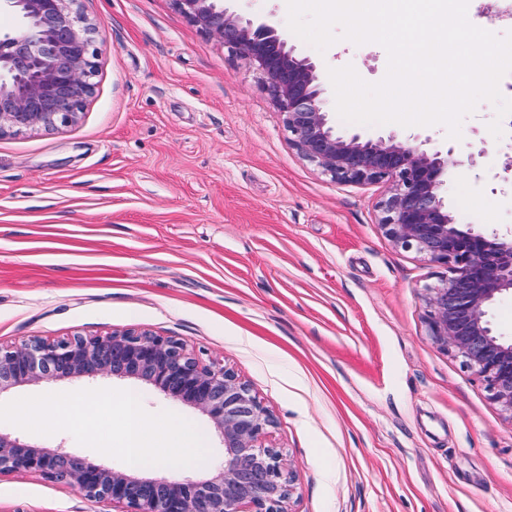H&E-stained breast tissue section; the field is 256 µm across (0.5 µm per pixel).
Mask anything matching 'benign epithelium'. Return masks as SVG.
Wrapping results in <instances>:
<instances>
[{"label":"benign epithelium","instance_id":"obj_1","mask_svg":"<svg viewBox=\"0 0 512 512\" xmlns=\"http://www.w3.org/2000/svg\"><path fill=\"white\" fill-rule=\"evenodd\" d=\"M4 2L23 30L0 43V136L76 123L97 73L90 25L72 9L76 0ZM174 2L202 33L249 62L305 159L339 184L385 187L386 235L446 268L426 287L429 335L462 357L489 398L512 414V341L495 334L489 319L494 301L512 293V231L457 222L448 203V172L461 165L455 149H428L396 133L336 132L316 64L276 26L234 14L224 0ZM95 376L138 378L201 409L222 435L224 466L206 480L142 477L0 433V476L37 473L114 512H288L295 474L282 451L266 444L274 418L234 370L206 365L180 340L149 331L0 345V394Z\"/></svg>","mask_w":512,"mask_h":512}]
</instances>
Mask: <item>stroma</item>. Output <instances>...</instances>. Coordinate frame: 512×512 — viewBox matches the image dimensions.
Returning <instances> with one entry per match:
<instances>
[{"label": "stroma", "instance_id": "obj_1", "mask_svg": "<svg viewBox=\"0 0 512 512\" xmlns=\"http://www.w3.org/2000/svg\"><path fill=\"white\" fill-rule=\"evenodd\" d=\"M98 50L80 120L0 136V344L148 330L235 370L275 419L267 438L296 475L292 512H512V415L425 322L444 266L394 246L379 185H341L290 144L248 62L205 36L174 0H78ZM321 82L353 66L382 80L387 53L341 40L318 52ZM500 120L501 137L488 130ZM455 146L448 178L461 224L512 229V190L487 171L512 159V115L494 105L411 126ZM484 141L485 156L470 145ZM113 388L203 433L205 465L143 466L146 477L210 474L224 441L199 409L134 378L18 387L27 396ZM0 432L119 469L65 431ZM0 512H103L64 484L0 477Z\"/></svg>", "mask_w": 512, "mask_h": 512}]
</instances>
